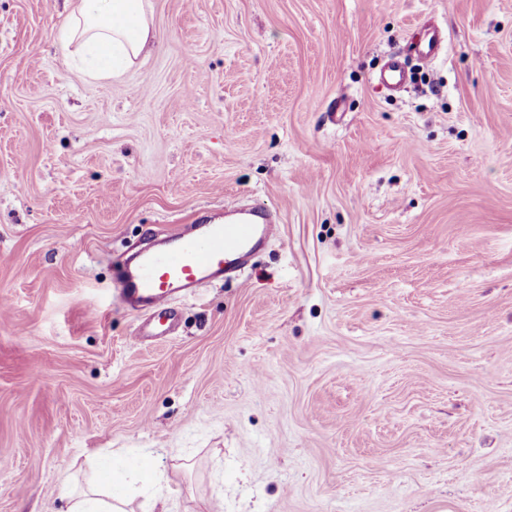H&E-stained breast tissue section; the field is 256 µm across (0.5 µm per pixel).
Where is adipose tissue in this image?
<instances>
[{
    "mask_svg": "<svg viewBox=\"0 0 512 512\" xmlns=\"http://www.w3.org/2000/svg\"><path fill=\"white\" fill-rule=\"evenodd\" d=\"M156 38L151 0H74L56 33L60 51L104 78L131 67ZM126 492L97 482L71 494L68 512H133Z\"/></svg>",
    "mask_w": 512,
    "mask_h": 512,
    "instance_id": "1",
    "label": "adipose tissue"
}]
</instances>
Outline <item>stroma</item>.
Here are the masks:
<instances>
[{"label":"stroma","instance_id":"1","mask_svg":"<svg viewBox=\"0 0 512 512\" xmlns=\"http://www.w3.org/2000/svg\"><path fill=\"white\" fill-rule=\"evenodd\" d=\"M152 3L93 81L0 0V512L144 450L136 512H512V0ZM232 204L276 238L132 344L117 258ZM380 79L391 87L404 84L407 80V70L404 62L397 56H392L385 69L381 72Z\"/></svg>","mask_w":512,"mask_h":512}]
</instances>
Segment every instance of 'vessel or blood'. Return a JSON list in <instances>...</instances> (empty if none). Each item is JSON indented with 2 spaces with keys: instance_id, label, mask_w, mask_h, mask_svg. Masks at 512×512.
Wrapping results in <instances>:
<instances>
[{
  "instance_id": "b4317fda",
  "label": "vessel or blood",
  "mask_w": 512,
  "mask_h": 512,
  "mask_svg": "<svg viewBox=\"0 0 512 512\" xmlns=\"http://www.w3.org/2000/svg\"><path fill=\"white\" fill-rule=\"evenodd\" d=\"M272 232V218L261 209L224 213L218 223L190 224L159 236L155 247L116 266L121 307L151 315L137 342L159 337L175 325L173 302L202 285L237 277Z\"/></svg>"
}]
</instances>
